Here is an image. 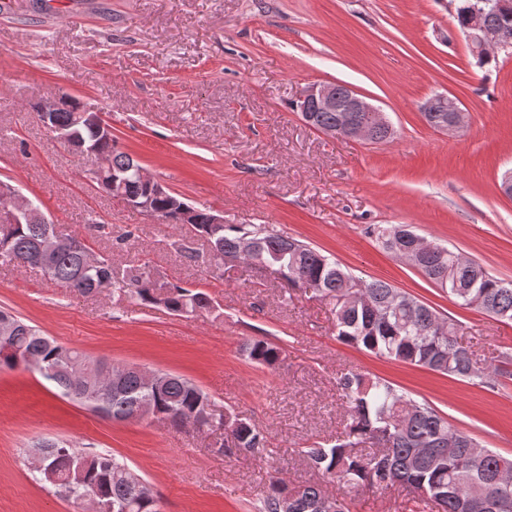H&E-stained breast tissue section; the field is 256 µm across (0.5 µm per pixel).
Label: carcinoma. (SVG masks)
Wrapping results in <instances>:
<instances>
[{
  "label": "carcinoma",
  "instance_id": "carcinoma-1",
  "mask_svg": "<svg viewBox=\"0 0 512 512\" xmlns=\"http://www.w3.org/2000/svg\"><path fill=\"white\" fill-rule=\"evenodd\" d=\"M485 23L500 30L502 40L512 45V19L490 13ZM78 103L57 113L61 127H72L90 141H97L93 126L79 121ZM110 166L96 177V188L112 194V175L126 179L132 195L145 191L140 184L141 165L121 151L116 141L100 145ZM181 198L165 190L156 195L158 219L165 224H182L173 203ZM192 227L204 239L212 260L220 266L224 257L238 253L242 239L250 238L259 246L262 262L291 286H303L311 279L320 283V296L329 299L336 314V340L364 350L376 357L428 368L448 376L478 378L492 388L497 370L481 369L477 360L457 342L458 324L444 321L429 306L398 291L381 280H363L357 304L348 301V285L356 277L342 269L335 259L308 244L264 224H224L214 232L209 223L210 209L191 206ZM48 224H9L0 222V261L44 269L50 280L71 292L92 296L104 289L125 296L138 306L164 302L174 315H194L218 307L214 297L202 289H190L178 282H159L149 265L143 264L118 273L112 260L94 261L83 252H64L44 266L36 250L37 241L49 230ZM412 234L403 224L375 225L372 233L383 247L398 253L407 245L399 233ZM418 264L434 283L448 290L460 305L482 310L512 322V281L506 282L487 273L478 263L440 244ZM247 357L272 367L280 358V348L264 337H253L243 344ZM33 359L41 364L40 375L66 395L78 384L73 367L90 366L95 360L79 349L56 342L34 325L22 323L14 332L0 336V367L28 366ZM338 386L346 403L347 419L343 432L330 447L312 445L305 450L314 466L336 480L338 489L326 493L316 484L290 486L278 477L270 478L258 512H282V502L291 499L295 512H305L308 504L328 500L338 512H349L345 491L361 486L401 487L407 492L411 512H512V458L492 450L471 455L464 442L471 436L448 423L427 403H420L391 383L365 373L349 372L340 376ZM147 401L158 419L172 418L199 432L214 429L225 422L238 425L234 438L238 450L252 452L266 447L263 432L245 418H217L211 423L194 419L206 414L212 405L208 393L180 376H170L163 386L151 389L134 369L126 371L120 392L107 390L88 404L95 413L117 420L127 418L136 406ZM384 442V447L360 455L354 448L366 442ZM137 477L128 465L113 455L94 450H78L65 443H51L39 481L51 485L81 508L74 488L91 491L100 504V512H159L158 499L151 493L135 498L130 480ZM453 484L448 494L438 496L435 488Z\"/></svg>",
  "mask_w": 512,
  "mask_h": 512
}]
</instances>
